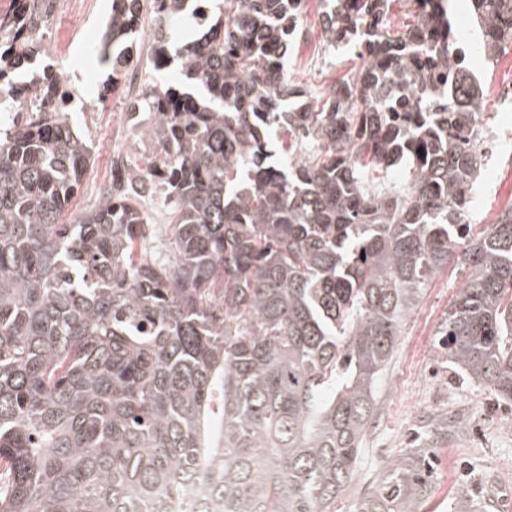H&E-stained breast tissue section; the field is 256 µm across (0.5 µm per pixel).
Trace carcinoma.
Wrapping results in <instances>:
<instances>
[{
  "label": "carcinoma",
  "instance_id": "obj_1",
  "mask_svg": "<svg viewBox=\"0 0 512 512\" xmlns=\"http://www.w3.org/2000/svg\"><path fill=\"white\" fill-rule=\"evenodd\" d=\"M0 17V84L43 51L47 0ZM155 65L183 88L147 83L161 159L112 162L95 205L61 222L91 160L46 100L0 120V512H332L355 475L376 387L430 280L469 268L435 355L512 402V208L473 235L484 164L466 124L483 93L452 65L446 0H323L333 49H361L360 73L314 98L285 61L304 0H225L181 43L183 0H150ZM143 0H112L102 61L130 54ZM485 48L512 42V0H467ZM274 132L300 145L281 160ZM406 164L402 187L378 175ZM171 204L173 257L144 256L140 200ZM201 486L209 502L184 499ZM418 462L384 465L357 512H416Z\"/></svg>",
  "mask_w": 512,
  "mask_h": 512
}]
</instances>
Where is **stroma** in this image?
Masks as SVG:
<instances>
[{
  "instance_id": "35a3bbf8",
  "label": "stroma",
  "mask_w": 512,
  "mask_h": 512,
  "mask_svg": "<svg viewBox=\"0 0 512 512\" xmlns=\"http://www.w3.org/2000/svg\"><path fill=\"white\" fill-rule=\"evenodd\" d=\"M112 0H72L70 9L84 24L71 32L59 50L54 70L73 97L68 119L90 146L92 158L82 184L71 201L69 214L91 207L112 176V157L138 159L127 148L120 121L127 111V95L112 94L111 111L92 118L83 108L86 84L73 73V59L88 54ZM320 0H306L303 33L286 60L288 79L319 96L362 66L356 53L329 50L319 20ZM485 86L483 112L494 153L487 159L475 188L470 220L476 230L496 220L512 206V111L498 97L512 87V45L482 70ZM468 276L460 262L450 261L429 283L421 301L403 325L393 357L377 392L376 410L361 442L356 474L336 500V512H355L359 499L383 474L387 461L406 457L408 449L429 454L430 489L418 512H452L457 490L470 489L474 512H512V402L497 399L489 388L455 376L436 362L434 340L448 304Z\"/></svg>"
}]
</instances>
